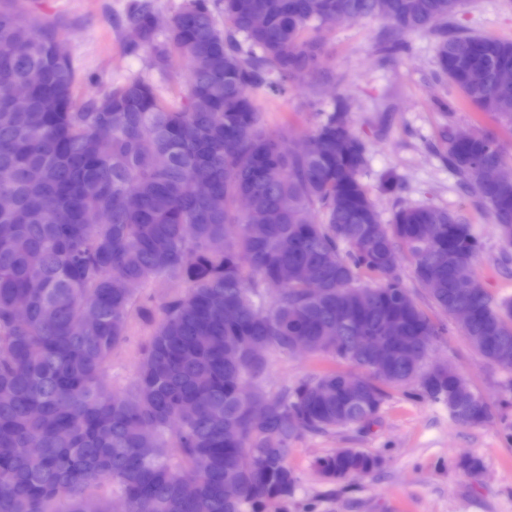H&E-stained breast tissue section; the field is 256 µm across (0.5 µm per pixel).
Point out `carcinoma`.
<instances>
[{
	"label": "carcinoma",
	"mask_w": 512,
	"mask_h": 512,
	"mask_svg": "<svg viewBox=\"0 0 512 512\" xmlns=\"http://www.w3.org/2000/svg\"><path fill=\"white\" fill-rule=\"evenodd\" d=\"M463 0H224L218 28L205 0L171 18L155 44L154 14L135 5L132 48L165 69L181 56L193 79L168 106L132 79L79 99L77 70L54 28L35 27L0 0V512H264L297 477L292 445L307 434L366 429L386 389L448 408L461 426L483 425L490 404L457 371L425 366L446 328L419 306L401 267L487 362L512 370V298L497 299L474 271L471 225L436 206L401 208L383 224L359 175L366 146L338 104L305 136L303 152L270 133L249 89L278 91L321 69L324 26L382 18L399 38L448 21ZM441 73L477 108L512 126V40L443 28ZM16 83L27 107L8 102ZM448 165L464 184L479 163L504 155L489 134L468 141L442 131ZM209 189H192L195 175ZM253 198L242 213L239 195ZM480 198L512 246V182ZM323 219L313 220L315 210ZM105 212L109 223H95ZM321 291L312 296L308 281ZM170 288L158 309L125 288ZM151 323L136 377L112 388L106 367L133 315ZM398 329L374 354L362 336ZM328 355L360 369L330 370L280 390L265 388L268 355ZM248 382L265 412L254 419L237 386ZM40 448L32 454L29 449ZM331 480L365 477L378 457L338 448L316 462ZM235 485L230 498L225 488Z\"/></svg>",
	"instance_id": "1"
}]
</instances>
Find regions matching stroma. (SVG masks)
<instances>
[{
	"label": "stroma",
	"instance_id": "1",
	"mask_svg": "<svg viewBox=\"0 0 512 512\" xmlns=\"http://www.w3.org/2000/svg\"><path fill=\"white\" fill-rule=\"evenodd\" d=\"M132 2L23 0V6L33 25L56 26L78 68V97L139 77L164 102L181 104L188 66L174 54L164 73L152 67L147 53L131 49L123 18ZM448 25L512 40V0H464ZM390 35V24L381 19L328 25L322 32L323 70L314 81H292L282 91L255 90L251 96L267 129L292 143L337 102L346 103L351 130L367 148L360 181L381 223H391L398 209L410 206H439L459 214L484 244L476 263L483 287L495 297H512V266L500 263L505 248L489 210L474 190H461L438 138L447 125L491 133L512 166V128L439 77L434 33L408 36L406 48L385 64L377 48ZM393 179L400 184L394 192L388 188ZM448 328L427 359L457 367L490 403L492 421L464 427L449 418L447 408L413 397L410 389L389 390L370 428L349 427L297 441L289 459L297 476L295 492L288 500L269 503L265 512H512V372L480 357L456 323ZM149 334L140 321L132 322L125 345L108 364L113 388L132 383ZM334 366L329 357L273 354L269 383L277 389ZM337 448L379 456L381 465L362 479L325 478L316 461ZM462 455L480 459L478 474L456 468Z\"/></svg>",
	"mask_w": 512,
	"mask_h": 512
}]
</instances>
